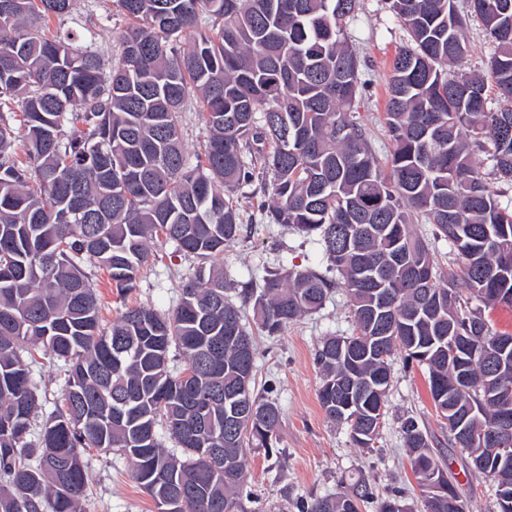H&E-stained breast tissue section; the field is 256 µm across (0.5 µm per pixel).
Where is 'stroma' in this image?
Returning <instances> with one entry per match:
<instances>
[{
    "mask_svg": "<svg viewBox=\"0 0 512 512\" xmlns=\"http://www.w3.org/2000/svg\"><path fill=\"white\" fill-rule=\"evenodd\" d=\"M112 9V0H77L75 10L54 19L50 28L83 34L86 44L108 64L116 57L118 19ZM349 40L367 79L356 119L365 128L374 151L383 156L390 148L382 122L392 60L407 34L390 12L387 0H358ZM243 192L244 230L226 247L222 262L227 281L240 289L259 286L266 272L275 269L328 273L316 237L263 222L258 209L265 199L261 183L246 186ZM200 266L199 260L177 253L173 245L154 244L136 287L124 296L112 287L105 269L93 268L103 326H111L128 307L171 309L186 276ZM352 330L348 297L338 287L321 310L305 315L282 335L257 336L255 390L272 393L284 415L278 428V454L269 456L255 448L246 451L244 486L252 495L253 512H297L296 501L340 492L344 483L359 478L379 491L404 487L410 498H418L420 491L399 432V420L406 415L416 417L436 437L441 463L455 478L470 512H497L490 478L464 468L460 449L448 447V431L433 406L426 374L421 369H407L402 354H394L390 360L386 415L372 447L354 446L346 427L327 420L318 400L320 376L315 352L324 337L346 336ZM85 459L89 483L84 512H156L119 453L90 448Z\"/></svg>",
    "mask_w": 512,
    "mask_h": 512,
    "instance_id": "obj_1",
    "label": "stroma"
}]
</instances>
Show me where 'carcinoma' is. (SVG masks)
<instances>
[{
  "mask_svg": "<svg viewBox=\"0 0 512 512\" xmlns=\"http://www.w3.org/2000/svg\"><path fill=\"white\" fill-rule=\"evenodd\" d=\"M75 0H0V512H82L84 452L116 450L164 512H246L247 448L275 451L278 400L255 393L257 329L279 335L349 296L355 329L316 352L319 403L351 441L369 447L391 356L426 370L448 446L493 487L512 483L490 445L468 444L455 417L497 427L512 412V346L481 310L448 302L462 281L488 309H512V210L474 168L492 147L496 179L512 183V0H389L410 42L398 47L381 158L352 112L364 89L349 46L356 0H113L124 26L105 67L73 32L49 22ZM480 20L494 51L488 77L452 70ZM498 101L491 107L488 88ZM203 120L189 156V92ZM23 137L25 157L15 151ZM269 177V224L315 235L338 279L268 271L260 291L229 294L224 272L193 274L178 304L126 309L109 329L85 266L135 288L148 243L206 260L241 236L236 192ZM448 242L457 269L443 278L408 211ZM484 349L448 352V337ZM61 363L63 405L45 410L34 352ZM399 432L421 490L405 512H469L437 494L454 483L436 440L412 416ZM179 451L167 449L165 439ZM392 488L363 480L300 500L298 512H389Z\"/></svg>",
  "mask_w": 512,
  "mask_h": 512,
  "instance_id": "1",
  "label": "carcinoma"
}]
</instances>
